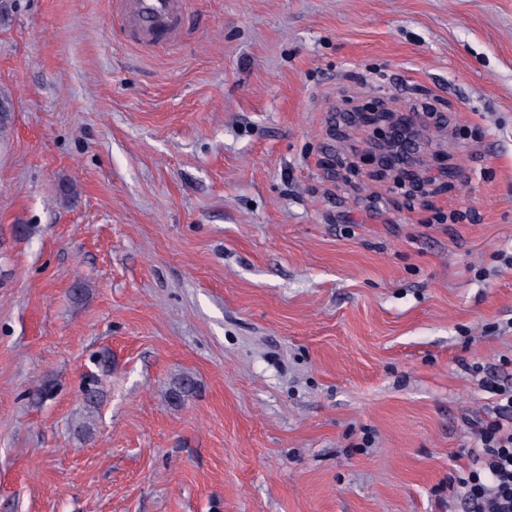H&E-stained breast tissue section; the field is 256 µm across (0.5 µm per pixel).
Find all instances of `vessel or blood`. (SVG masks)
I'll use <instances>...</instances> for the list:
<instances>
[{"label":"vessel or blood","instance_id":"1","mask_svg":"<svg viewBox=\"0 0 512 512\" xmlns=\"http://www.w3.org/2000/svg\"><path fill=\"white\" fill-rule=\"evenodd\" d=\"M127 40L145 50L178 44L186 29L188 0H114Z\"/></svg>","mask_w":512,"mask_h":512}]
</instances>
